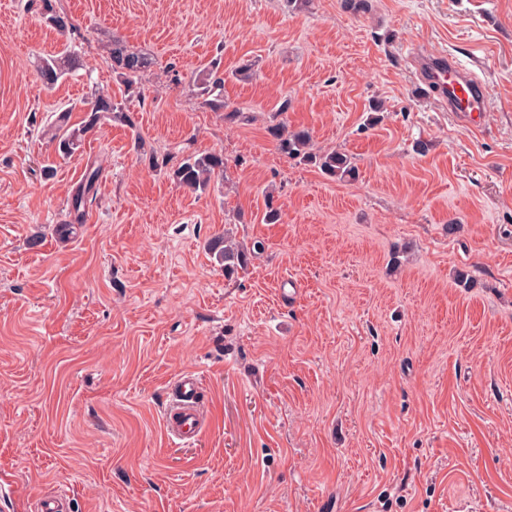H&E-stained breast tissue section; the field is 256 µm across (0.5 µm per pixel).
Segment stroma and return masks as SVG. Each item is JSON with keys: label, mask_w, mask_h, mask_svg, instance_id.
<instances>
[{"label": "stroma", "mask_w": 512, "mask_h": 512, "mask_svg": "<svg viewBox=\"0 0 512 512\" xmlns=\"http://www.w3.org/2000/svg\"><path fill=\"white\" fill-rule=\"evenodd\" d=\"M57 6L76 35L0 0V477L19 490L0 512L56 492L71 512H512V0ZM114 35L155 60L144 99L112 74ZM66 45L81 66L47 89L37 61ZM421 47L482 82L479 128L420 88ZM215 59L239 116L188 91ZM98 90L136 128L62 157L60 106L80 123ZM285 97L355 180L277 152ZM214 151L227 173L197 193L148 161ZM90 166L97 194L60 240ZM228 228L265 245L231 276L207 249ZM188 371L207 426L179 445L167 394Z\"/></svg>", "instance_id": "1"}]
</instances>
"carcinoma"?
Returning a JSON list of instances; mask_svg holds the SVG:
<instances>
[{
  "mask_svg": "<svg viewBox=\"0 0 512 512\" xmlns=\"http://www.w3.org/2000/svg\"><path fill=\"white\" fill-rule=\"evenodd\" d=\"M38 14L41 19L59 34L66 35L74 30V24L69 16L56 7L55 0H40ZM107 56L111 62L112 74L127 88V91H137V96H143L141 91L142 79L151 71L154 60L148 54L128 46L121 38L114 36L105 44ZM80 66L78 57L63 50L56 55L42 57L38 63V73L44 85L52 87L63 78L68 71ZM220 63L214 62L212 66L195 75L189 91L201 100V103L214 112L229 111V104L224 100V72L219 70ZM290 107L289 99H284L276 110L279 120L267 126V133L275 145L276 150L285 158L299 164L313 165L320 171L339 180L356 179L358 168L354 157L333 150L316 153L312 150V137L306 129H291L284 115ZM84 111L87 112L85 124L74 129L64 136L51 134V139L58 142V149L65 155L74 153L82 137L95 128L97 124L106 119H119L129 128H136L133 112L126 106L115 102L112 96L99 92L84 102ZM149 165L154 169H164L180 186L192 191H205L213 178L226 173L228 159L221 152H208L200 155H190L177 163L172 158L158 157L154 154L149 157ZM99 170L91 169L85 174L83 192L76 195L72 202L75 212H81L86 203V194L93 189L98 179ZM209 249L217 262L224 265V273L231 274L237 269L248 265L250 258L264 251V245L255 241L251 246L237 242L224 233L216 236L209 244Z\"/></svg>",
  "mask_w": 512,
  "mask_h": 512,
  "instance_id": "carcinoma-1",
  "label": "carcinoma"
}]
</instances>
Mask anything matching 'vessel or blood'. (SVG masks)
<instances>
[{
    "label": "vessel or blood",
    "instance_id": "vessel-or-blood-1",
    "mask_svg": "<svg viewBox=\"0 0 512 512\" xmlns=\"http://www.w3.org/2000/svg\"><path fill=\"white\" fill-rule=\"evenodd\" d=\"M414 63L421 83L435 93L460 122L469 123L473 113L487 111L489 98L484 87L448 57H431L418 52ZM204 392L200 376L193 372L182 374L171 385L165 414L169 439L186 444L201 435L205 421L201 406Z\"/></svg>",
    "mask_w": 512,
    "mask_h": 512
}]
</instances>
